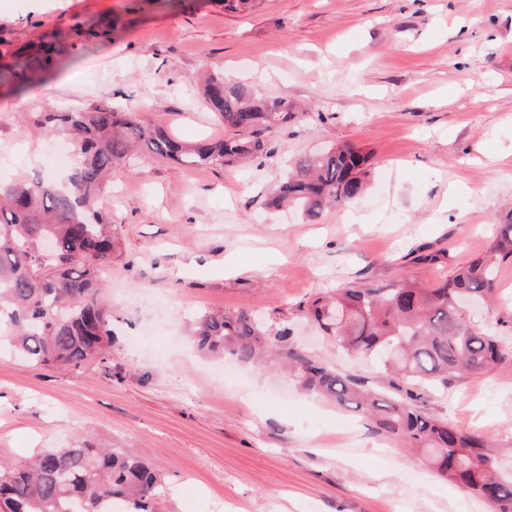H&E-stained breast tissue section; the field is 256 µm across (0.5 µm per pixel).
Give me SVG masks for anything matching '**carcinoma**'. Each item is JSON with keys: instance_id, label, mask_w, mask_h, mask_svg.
I'll return each mask as SVG.
<instances>
[{"instance_id": "cac0c4a2", "label": "carcinoma", "mask_w": 512, "mask_h": 512, "mask_svg": "<svg viewBox=\"0 0 512 512\" xmlns=\"http://www.w3.org/2000/svg\"><path fill=\"white\" fill-rule=\"evenodd\" d=\"M61 64L47 56L0 66V87L17 89ZM207 108L235 135L187 144L149 127L133 112H37L44 134L66 132L77 158L62 185L39 177L0 184V338L36 365L78 371L107 362L112 336L103 281L112 264V222L97 207L130 152L146 148L184 168L268 153L261 133L295 118L284 99H263L244 84L211 74ZM369 156L352 145L298 158L270 205L295 204L315 221L327 206L346 205L365 191ZM512 261V210L498 220L486 253L431 286L403 277L393 284L339 288L311 300L306 314L350 355L383 354L397 396L363 387L308 357L246 311L204 313L191 339L204 354H229L249 364L266 358L301 387L369 416L378 433L423 450L440 478L466 487L492 508L512 512V473L503 470L487 437L465 433L424 412L414 390L448 378L483 374L512 361L498 334L463 317L462 300H491L498 272ZM171 512L166 475L126 448H101L82 437L68 448H41L27 460L0 461V512Z\"/></svg>"}]
</instances>
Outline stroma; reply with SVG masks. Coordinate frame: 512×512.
I'll return each instance as SVG.
<instances>
[{
  "mask_svg": "<svg viewBox=\"0 0 512 512\" xmlns=\"http://www.w3.org/2000/svg\"><path fill=\"white\" fill-rule=\"evenodd\" d=\"M109 21V39L83 44L79 29ZM49 35L63 64L0 87L4 181L68 173L67 139L40 135L30 112L119 106L185 141L219 139L207 72L300 111L266 133L270 154L187 170L143 151L114 177L111 359L76 373L1 351L0 460L91 433L159 466L175 512H490L362 413L273 365L225 373L187 338L197 315L244 309L386 387L378 359L346 356L300 308L365 281L429 283L487 251L512 207V0H0V63L39 57ZM346 143L370 157L358 199L314 222L268 208L288 161ZM420 249L439 262L416 263ZM498 288L467 318L512 346V262ZM420 406L490 436L512 472V361L435 385Z\"/></svg>",
  "mask_w": 512,
  "mask_h": 512,
  "instance_id": "1",
  "label": "stroma"
}]
</instances>
